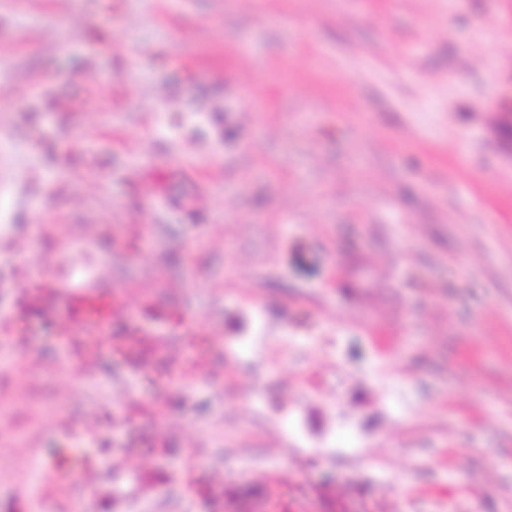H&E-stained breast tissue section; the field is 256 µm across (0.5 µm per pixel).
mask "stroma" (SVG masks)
I'll return each instance as SVG.
<instances>
[{
    "mask_svg": "<svg viewBox=\"0 0 512 512\" xmlns=\"http://www.w3.org/2000/svg\"><path fill=\"white\" fill-rule=\"evenodd\" d=\"M1 224L0 512H512V0H0ZM64 282L51 270L45 272L40 283L32 288H40L34 298H40L48 293H59L64 306L68 309L70 319L63 325L66 336L78 344L84 345L88 350L91 344L99 339L103 326L114 320L121 313V304L116 291L111 295H102L103 301L96 305L92 303L101 294L99 288L82 289L67 287ZM78 288V289H59ZM94 308L95 314L89 315V309Z\"/></svg>",
    "mask_w": 512,
    "mask_h": 512,
    "instance_id": "obj_1",
    "label": "stroma"
}]
</instances>
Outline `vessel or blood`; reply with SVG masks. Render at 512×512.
Returning <instances> with one entry per match:
<instances>
[{
  "instance_id": "1",
  "label": "vessel or blood",
  "mask_w": 512,
  "mask_h": 512,
  "mask_svg": "<svg viewBox=\"0 0 512 512\" xmlns=\"http://www.w3.org/2000/svg\"><path fill=\"white\" fill-rule=\"evenodd\" d=\"M41 294L60 293L64 306L68 309L70 319L63 330L71 341L84 346H91L103 326L117 318L121 304L117 295L101 296L99 289H67L62 280L53 272H45L39 283Z\"/></svg>"
}]
</instances>
